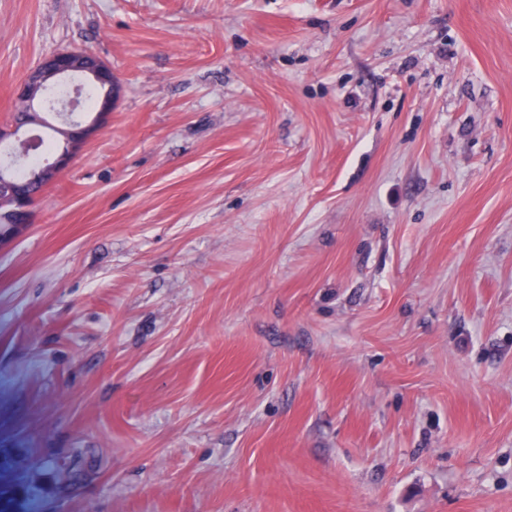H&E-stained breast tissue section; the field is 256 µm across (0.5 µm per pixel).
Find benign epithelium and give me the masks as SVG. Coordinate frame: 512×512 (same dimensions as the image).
I'll return each mask as SVG.
<instances>
[{
  "instance_id": "7a95c632",
  "label": "benign epithelium",
  "mask_w": 512,
  "mask_h": 512,
  "mask_svg": "<svg viewBox=\"0 0 512 512\" xmlns=\"http://www.w3.org/2000/svg\"><path fill=\"white\" fill-rule=\"evenodd\" d=\"M85 76L103 88L95 117L68 128H56L61 142L55 145L54 159L30 173V180L43 187L54 184L60 174L70 165L81 147L99 132L111 114L118 83L112 70L101 60L85 51H59L38 63L26 75L19 87L18 98L24 101L25 124L41 126L46 119L37 110L53 111L48 104L50 91L68 85L73 78ZM20 125L6 130L0 127V144L9 149V154L0 159V188L9 186L14 179V167L37 145L34 136L20 137Z\"/></svg>"
}]
</instances>
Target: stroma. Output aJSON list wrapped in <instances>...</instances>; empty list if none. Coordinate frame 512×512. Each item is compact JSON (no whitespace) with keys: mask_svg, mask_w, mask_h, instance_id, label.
I'll return each mask as SVG.
<instances>
[{"mask_svg":"<svg viewBox=\"0 0 512 512\" xmlns=\"http://www.w3.org/2000/svg\"><path fill=\"white\" fill-rule=\"evenodd\" d=\"M72 49L0 512H512V0H0V126ZM86 76L95 84L103 88L101 100L95 117L91 121L70 124V128L55 126L62 138L56 144L46 133L40 138L39 147L31 152L37 145L33 135L18 136L20 125L17 123L13 130L0 127V144L9 149V154L0 157V189L9 186L14 179V167L23 157L27 159L29 167H35L42 159L37 154L49 152L54 148V159L50 163L37 168L30 173V180L39 183L43 188L54 184L60 174L70 165L81 147L97 132H99L107 117L111 114L115 102L118 83L112 70L101 60L85 51H59L44 58L26 75L19 87L18 99L24 101V125L35 124L41 126L45 118L38 115L36 108L45 112H54L48 104L50 91L65 85L73 78Z\"/></svg>","mask_w":512,"mask_h":512,"instance_id":"1","label":"stroma"}]
</instances>
